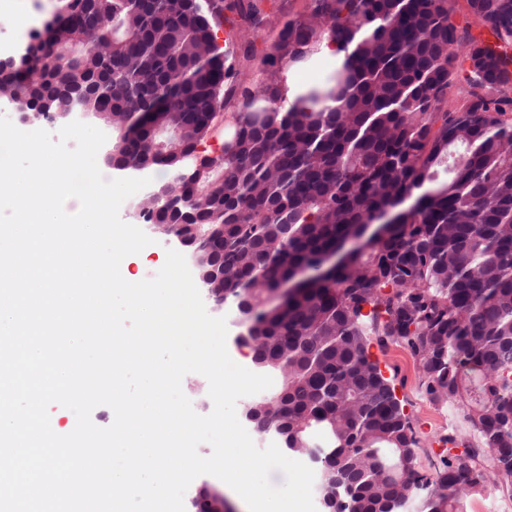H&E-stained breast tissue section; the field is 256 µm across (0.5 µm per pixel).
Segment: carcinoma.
Returning a JSON list of instances; mask_svg holds the SVG:
<instances>
[{
    "instance_id": "obj_1",
    "label": "carcinoma",
    "mask_w": 512,
    "mask_h": 512,
    "mask_svg": "<svg viewBox=\"0 0 512 512\" xmlns=\"http://www.w3.org/2000/svg\"><path fill=\"white\" fill-rule=\"evenodd\" d=\"M57 2L0 68V99L110 117L133 165L156 132L178 129L152 165L182 198V222L153 202L139 211L204 266L221 263L203 281L212 298L255 302L240 315L243 345L260 342L280 377L261 398L269 426L303 442L326 434L355 474L356 512L392 496L464 512L463 485L512 493V0H466L488 42L452 21L448 0H309L268 51L241 36L269 25L264 0ZM333 44L343 60L288 102L286 70ZM73 46L76 60L46 52ZM388 208L398 223L385 235L270 301ZM374 339L409 352L421 393L478 435L443 438L464 460L420 473ZM389 452L393 478L377 464Z\"/></svg>"
}]
</instances>
